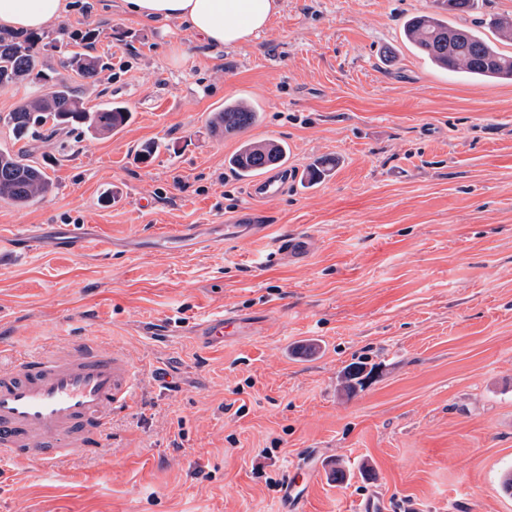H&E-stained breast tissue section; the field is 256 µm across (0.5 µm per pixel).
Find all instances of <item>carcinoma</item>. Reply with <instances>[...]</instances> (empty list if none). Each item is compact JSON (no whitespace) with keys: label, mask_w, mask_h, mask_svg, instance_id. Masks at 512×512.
I'll list each match as a JSON object with an SVG mask.
<instances>
[{"label":"carcinoma","mask_w":512,"mask_h":512,"mask_svg":"<svg viewBox=\"0 0 512 512\" xmlns=\"http://www.w3.org/2000/svg\"><path fill=\"white\" fill-rule=\"evenodd\" d=\"M475 0H436L437 11L409 18L403 27L405 40L437 67L459 71L477 80H512V55L499 50L494 42L476 30L448 25L443 13H466ZM39 38L31 35L14 36L0 33V85L27 81L43 85L37 45ZM62 72L48 90L24 102L9 113L8 124L16 137L25 138L37 129L52 124L56 130L80 125L94 135L110 133L128 121L129 110L118 103H106L89 112L75 94L71 74L85 80H100L102 67L88 55L73 53L60 62ZM259 119V114L242 101L224 103L215 113L212 125L226 134L239 133ZM288 160V147L282 143L245 142L229 159V166L241 179L256 176L269 166ZM54 184L41 168L21 153L0 151V200L24 208L53 192ZM366 364L348 368L343 373V389L351 392L362 384Z\"/></svg>","instance_id":"carcinoma-1"}]
</instances>
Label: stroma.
Listing matches in <instances>:
<instances>
[{
    "label": "stroma",
    "mask_w": 512,
    "mask_h": 512,
    "mask_svg": "<svg viewBox=\"0 0 512 512\" xmlns=\"http://www.w3.org/2000/svg\"><path fill=\"white\" fill-rule=\"evenodd\" d=\"M434 9L278 0L264 30L213 47L119 0H73L43 31L50 70L61 31H94L69 49L112 69L72 83L88 110L122 102L131 120L19 141L5 117L43 89L0 86V150L27 151L55 186L0 201V235L61 242L79 224L91 238L79 255H0V348L91 338L138 385L95 453L0 461V512H361L372 493L389 512H512V82L419 55L402 25ZM491 17L512 18V0L448 21L491 38ZM228 99L259 123L214 133ZM247 140L286 142L293 179L264 234L228 239L247 183L227 159ZM323 157L334 174L307 186ZM186 224L196 245L176 239ZM297 233L317 241L301 265L280 249ZM227 313L223 341L192 333ZM359 360L373 373L345 395Z\"/></svg>",
    "instance_id": "1"
}]
</instances>
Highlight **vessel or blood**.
<instances>
[{"instance_id":"1","label":"vessel or blood","mask_w":512,"mask_h":512,"mask_svg":"<svg viewBox=\"0 0 512 512\" xmlns=\"http://www.w3.org/2000/svg\"><path fill=\"white\" fill-rule=\"evenodd\" d=\"M287 190L286 172L257 177L248 187L249 203L230 223L233 234L258 236L266 221L263 203ZM135 393L130 361L88 342L69 341L0 366V457L29 454L53 468L90 452L111 424L114 407L127 405Z\"/></svg>"}]
</instances>
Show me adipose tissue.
<instances>
[{
    "label": "adipose tissue",
    "mask_w": 512,
    "mask_h": 512,
    "mask_svg": "<svg viewBox=\"0 0 512 512\" xmlns=\"http://www.w3.org/2000/svg\"><path fill=\"white\" fill-rule=\"evenodd\" d=\"M121 7L135 17L179 21L209 44L233 47L265 28L277 0H121ZM70 9L71 0H0V28L39 31Z\"/></svg>",
    "instance_id": "obj_1"
}]
</instances>
